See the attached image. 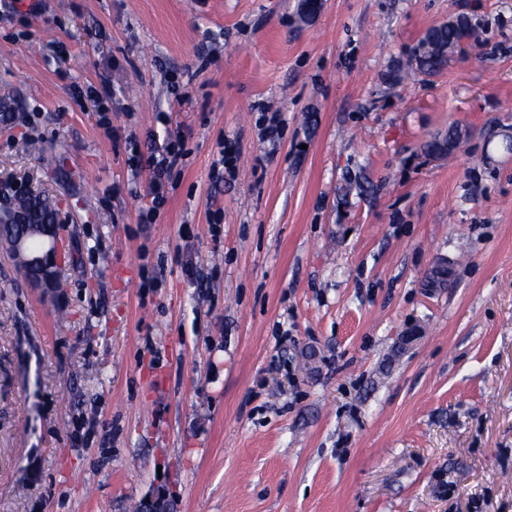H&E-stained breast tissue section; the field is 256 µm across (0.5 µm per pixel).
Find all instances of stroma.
I'll list each match as a JSON object with an SVG mask.
<instances>
[{
	"instance_id": "stroma-1",
	"label": "stroma",
	"mask_w": 512,
	"mask_h": 512,
	"mask_svg": "<svg viewBox=\"0 0 512 512\" xmlns=\"http://www.w3.org/2000/svg\"><path fill=\"white\" fill-rule=\"evenodd\" d=\"M320 2L0 0V172L67 218L52 293L0 251V512H512V0ZM471 40L477 44V31L468 19L460 18L455 23L431 29L421 41L415 59L422 68L436 71L448 62L449 51L461 50ZM167 137L160 143L152 137L147 144V154H133L135 158V174L148 171L149 199L139 213V224H154L167 202V190L172 184L174 175L179 173V164L186 155L185 136L180 132H166Z\"/></svg>"
}]
</instances>
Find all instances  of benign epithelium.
Segmentation results:
<instances>
[{
  "instance_id": "benign-epithelium-1",
  "label": "benign epithelium",
  "mask_w": 512,
  "mask_h": 512,
  "mask_svg": "<svg viewBox=\"0 0 512 512\" xmlns=\"http://www.w3.org/2000/svg\"><path fill=\"white\" fill-rule=\"evenodd\" d=\"M31 180L15 173H0V246L20 261L30 284L50 289L59 278L64 221L53 212L50 224L35 222L15 207L16 200L40 197Z\"/></svg>"
}]
</instances>
